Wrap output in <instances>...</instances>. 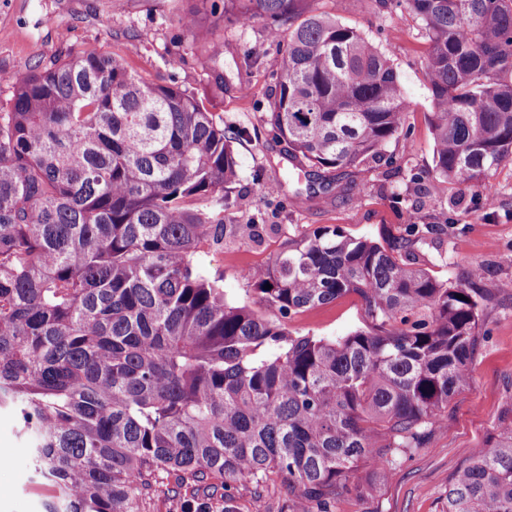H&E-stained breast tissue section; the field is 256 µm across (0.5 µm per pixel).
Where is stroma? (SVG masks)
I'll return each mask as SVG.
<instances>
[{
	"label": "stroma",
	"mask_w": 512,
	"mask_h": 512,
	"mask_svg": "<svg viewBox=\"0 0 512 512\" xmlns=\"http://www.w3.org/2000/svg\"><path fill=\"white\" fill-rule=\"evenodd\" d=\"M298 12L323 13L355 27L392 60L409 103L403 130L383 149L355 166L334 170L294 167L285 143L275 139L264 117L270 110L284 40H271L264 20L240 26L224 19V0H0V72L53 67L94 49L126 56L130 69L147 81L193 93L217 121L238 130L232 147L238 176L230 186L235 223L258 222L251 240L225 232L207 244L199 259L218 278L225 298L270 315L246 268L270 266L290 241L324 225L346 235L383 243L411 224H441L443 233L415 245L412 261L438 281L465 279L471 267L490 294L473 354L472 382L448 405L447 423L431 426L426 447L393 467L386 481L364 496L348 493L334 512H441L452 474L500 421L512 416V165L492 177L495 208L483 192L456 193L430 177L434 140L427 122L432 110L425 77L428 42L422 23L410 12L379 7L376 0H298ZM194 16L207 40H196L181 22ZM224 53L225 88L215 84L213 46ZM332 180L331 192L302 194L308 178ZM281 183L278 196H261L257 179ZM362 299L348 294L335 302L292 315L294 336L341 337L367 327ZM31 450L16 435L12 413L0 412V512H43L44 491L30 462ZM206 504L224 512L219 480L180 482L168 475L146 497V512H183Z\"/></svg>",
	"instance_id": "obj_1"
}]
</instances>
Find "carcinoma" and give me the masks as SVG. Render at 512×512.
<instances>
[{
  "mask_svg": "<svg viewBox=\"0 0 512 512\" xmlns=\"http://www.w3.org/2000/svg\"><path fill=\"white\" fill-rule=\"evenodd\" d=\"M224 16L288 26L266 122L311 166L351 167L401 132L391 59L296 0H226ZM423 23L432 174L487 190L512 165V0H406ZM0 112V411L17 418L45 512H145L163 474L214 476L224 512L288 486V512H333L427 444L471 381L488 299L478 267L440 282L410 224L386 244L334 225L247 281L273 311L226 300L198 255L224 235L236 133L195 95L85 52L12 74ZM271 289H265V285ZM369 329L293 336L283 320L347 294ZM465 299L460 300L457 295ZM446 512H512V418L453 474Z\"/></svg>",
  "mask_w": 512,
  "mask_h": 512,
  "instance_id": "obj_1",
  "label": "carcinoma"
}]
</instances>
